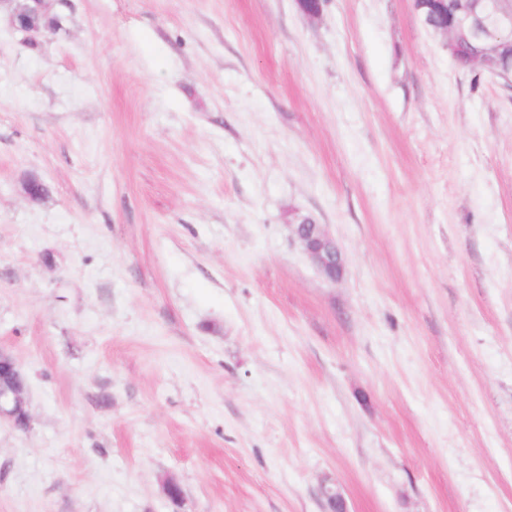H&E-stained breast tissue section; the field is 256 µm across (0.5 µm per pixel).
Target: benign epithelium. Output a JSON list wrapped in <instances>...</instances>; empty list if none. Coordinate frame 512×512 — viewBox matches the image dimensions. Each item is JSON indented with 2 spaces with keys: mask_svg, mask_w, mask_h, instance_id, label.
<instances>
[{
  "mask_svg": "<svg viewBox=\"0 0 512 512\" xmlns=\"http://www.w3.org/2000/svg\"><path fill=\"white\" fill-rule=\"evenodd\" d=\"M474 5L471 20L445 22L441 33L448 38L451 55L469 53L471 42L487 41L492 51L489 56L472 59L475 66L506 82H512V0H469ZM296 240L303 246L313 264L328 279L334 281L343 272V260L336 242L323 225L308 217L289 225ZM26 377L15 358L0 349V422L8 421L20 429L30 425V414L24 396ZM328 512H347L339 489L322 488Z\"/></svg>",
  "mask_w": 512,
  "mask_h": 512,
  "instance_id": "1",
  "label": "benign epithelium"
}]
</instances>
